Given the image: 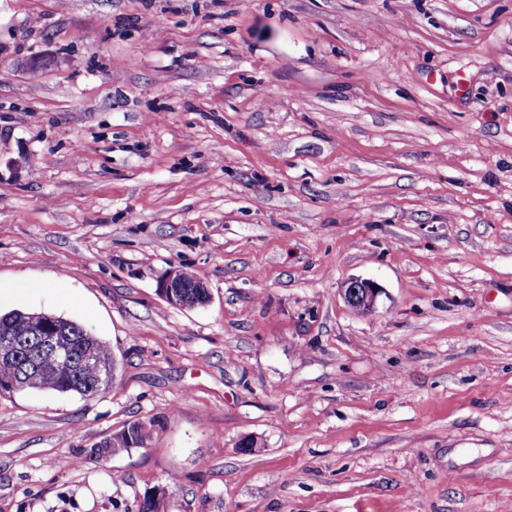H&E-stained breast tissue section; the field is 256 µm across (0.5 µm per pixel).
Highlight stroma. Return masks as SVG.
Here are the masks:
<instances>
[{
	"label": "stroma",
	"mask_w": 512,
	"mask_h": 512,
	"mask_svg": "<svg viewBox=\"0 0 512 512\" xmlns=\"http://www.w3.org/2000/svg\"><path fill=\"white\" fill-rule=\"evenodd\" d=\"M0 286V512H512V0H0ZM195 288L208 293V287L202 279L197 277L188 282L180 267L169 269L158 282L159 294L169 303L175 305L182 294L181 301L177 304L180 308L192 309L205 304L209 300L210 295L202 296ZM379 294V287L373 281L368 280H351L346 283L344 289L347 302L362 311L374 309ZM48 322L57 323L59 332L56 331L54 323ZM44 324L46 325L41 334L40 329ZM2 332L16 335H0V362H2L0 363V390L3 389L4 392H10V387L22 386L25 381L21 372L12 378L15 375V366L6 362L19 364L21 371L24 372L45 356L59 363L65 374H72L86 365L95 366L97 371L96 387L99 389L96 391L89 389L90 382L94 380L92 369H86L82 376L75 375L73 378H68L58 372V366L54 361L48 359L26 376V388L56 393H77L91 398L109 388L100 389L111 384L110 372L114 379L116 363L107 345L79 322L46 313L11 311L0 314V334ZM57 335L60 336L59 340L63 347L70 348L80 356L77 357L69 349L63 348L57 341ZM23 336H37V339L34 344H31L30 340H27L26 343ZM89 349L97 353L99 359L108 366L109 370L101 367L94 352L82 353ZM11 378L10 387L3 385ZM151 438V429L146 425L134 422L105 441L91 447V454L100 457L116 455L130 448L142 447Z\"/></svg>",
	"instance_id": "obj_1"
}]
</instances>
